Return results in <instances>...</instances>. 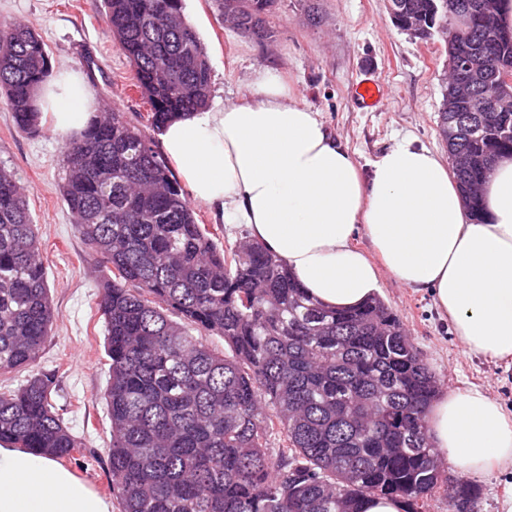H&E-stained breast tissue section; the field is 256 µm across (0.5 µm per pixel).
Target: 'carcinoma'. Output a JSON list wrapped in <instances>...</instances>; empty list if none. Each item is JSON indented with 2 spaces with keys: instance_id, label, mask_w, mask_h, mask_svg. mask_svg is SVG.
Wrapping results in <instances>:
<instances>
[{
  "instance_id": "carcinoma-1",
  "label": "carcinoma",
  "mask_w": 512,
  "mask_h": 512,
  "mask_svg": "<svg viewBox=\"0 0 512 512\" xmlns=\"http://www.w3.org/2000/svg\"><path fill=\"white\" fill-rule=\"evenodd\" d=\"M275 0H222L242 31L267 35ZM467 0H442L435 26ZM110 37L135 72L149 125L207 103L211 69L181 0H104ZM512 64V40L486 68ZM52 78L29 25L0 23V95L16 129L42 132L36 91ZM441 112L448 149L470 158L457 182L512 153V112ZM60 195L102 277L109 378V490L121 512H363L372 495L426 512L445 488L427 413L439 381L379 297L327 310L257 242L224 243L191 202L151 135L111 112L64 148ZM53 324L46 267L24 186L0 163V443L69 459L84 447L52 404L54 370L35 368ZM224 339L218 352L207 337ZM279 446L272 447V438Z\"/></svg>"
}]
</instances>
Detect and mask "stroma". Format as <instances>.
Wrapping results in <instances>:
<instances>
[{
	"label": "stroma",
	"mask_w": 512,
	"mask_h": 512,
	"mask_svg": "<svg viewBox=\"0 0 512 512\" xmlns=\"http://www.w3.org/2000/svg\"><path fill=\"white\" fill-rule=\"evenodd\" d=\"M186 21L198 32L211 68L210 102L237 101L257 71H277L303 103L319 110L331 134L366 164L410 136L440 155L439 110L448 75L442 36L413 38L392 21L386 0H276L266 18L268 36L234 28L216 0H182ZM34 26L53 71L85 75V60L100 67L88 92L123 118L145 127L149 106L134 83V68L107 34L102 0H0V21ZM379 80L381 106L361 108L353 96L362 79ZM64 142L51 130L18 132L0 98V161L27 191L38 226L54 310L52 332L36 362L56 370L54 403L86 446L66 468L109 496L110 421L101 394L108 379L105 328L97 306L101 273L59 194ZM379 296L404 327L440 381L441 389L479 387L512 409V367L463 356L450 323L425 290L381 274Z\"/></svg>",
	"instance_id": "35a3bbf8"
}]
</instances>
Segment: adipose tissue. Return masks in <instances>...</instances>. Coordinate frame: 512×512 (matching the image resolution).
<instances>
[{"label": "adipose tissue", "mask_w": 512, "mask_h": 512, "mask_svg": "<svg viewBox=\"0 0 512 512\" xmlns=\"http://www.w3.org/2000/svg\"><path fill=\"white\" fill-rule=\"evenodd\" d=\"M38 104L57 135L82 133L91 120L93 103L71 75L43 85ZM160 148L192 201L247 225L324 307L360 306L385 272L431 290L467 356L512 361L511 156L488 174L475 222L438 153L405 138L361 168L320 112L267 71L237 102L174 118ZM359 231L371 252L354 246ZM427 421L433 445L462 475L512 467V413L485 391L448 390ZM0 512L111 506L50 457L0 445Z\"/></svg>", "instance_id": "obj_1"}]
</instances>
